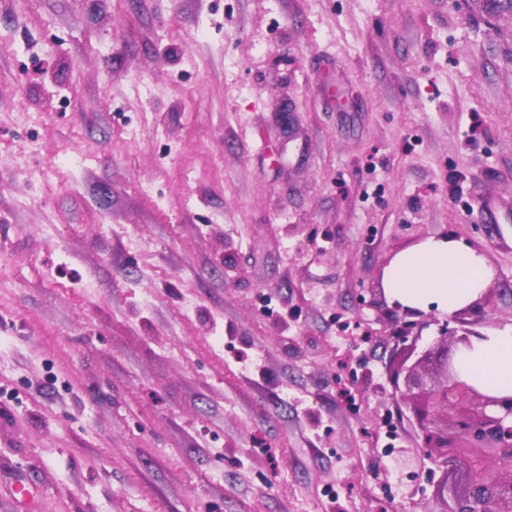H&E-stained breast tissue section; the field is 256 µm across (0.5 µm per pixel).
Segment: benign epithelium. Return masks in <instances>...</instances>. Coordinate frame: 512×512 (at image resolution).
<instances>
[{"label": "benign epithelium", "instance_id": "1", "mask_svg": "<svg viewBox=\"0 0 512 512\" xmlns=\"http://www.w3.org/2000/svg\"><path fill=\"white\" fill-rule=\"evenodd\" d=\"M484 317L478 300L448 317L440 339L392 374L395 388L405 387L421 447L453 476L455 512H512V395H491L456 368L457 353L482 336Z\"/></svg>", "mask_w": 512, "mask_h": 512}]
</instances>
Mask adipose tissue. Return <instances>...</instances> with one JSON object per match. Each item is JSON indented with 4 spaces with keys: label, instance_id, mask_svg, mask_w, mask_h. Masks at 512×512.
I'll list each match as a JSON object with an SVG mask.
<instances>
[{
    "label": "adipose tissue",
    "instance_id": "1",
    "mask_svg": "<svg viewBox=\"0 0 512 512\" xmlns=\"http://www.w3.org/2000/svg\"><path fill=\"white\" fill-rule=\"evenodd\" d=\"M492 277L478 249L451 239L429 238L394 257L383 286L404 307L434 304L452 313L476 300ZM457 370L490 394L512 395V328L473 340L471 348L459 353Z\"/></svg>",
    "mask_w": 512,
    "mask_h": 512
}]
</instances>
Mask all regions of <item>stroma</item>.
<instances>
[{
    "instance_id": "35a3bbf8",
    "label": "stroma",
    "mask_w": 512,
    "mask_h": 512,
    "mask_svg": "<svg viewBox=\"0 0 512 512\" xmlns=\"http://www.w3.org/2000/svg\"><path fill=\"white\" fill-rule=\"evenodd\" d=\"M0 0V483L31 512H448L382 282L512 327V0Z\"/></svg>"
}]
</instances>
